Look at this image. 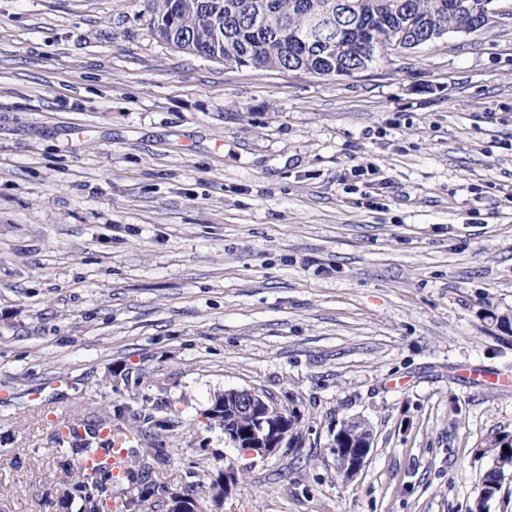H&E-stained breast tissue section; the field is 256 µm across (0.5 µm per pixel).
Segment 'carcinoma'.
Here are the masks:
<instances>
[{
  "instance_id": "carcinoma-1",
  "label": "carcinoma",
  "mask_w": 512,
  "mask_h": 512,
  "mask_svg": "<svg viewBox=\"0 0 512 512\" xmlns=\"http://www.w3.org/2000/svg\"><path fill=\"white\" fill-rule=\"evenodd\" d=\"M211 1L220 6L224 14V32L218 35V54L224 57V63L239 65L240 57H251V66L280 72L301 70L318 76L330 73H342L346 76L354 72L363 62L362 47L356 45L347 52H337L333 61L323 60L312 49L294 55L288 52V46L279 35L288 30L300 32L317 16L328 13L341 18L344 22L353 21L345 5L353 0H177V6L188 10L185 23L190 34L197 38L212 36L209 13L205 10L206 2ZM147 8L154 15L155 30L159 38L170 42L163 31V5L169 0H146ZM377 10H393L399 3L404 4L409 12L419 19L437 23L447 28L461 25V19L448 12V0H368ZM261 24L269 34L260 48L251 43L249 26ZM405 26L402 13L393 15L391 27H377L372 37L375 41V54L370 61L386 51L399 47L397 40ZM367 422L354 426L346 433L345 439L336 440L341 448L357 447L363 442L364 428ZM112 429V416L103 413L98 416L85 435L69 428L67 432L57 431L58 443H68V452L77 462L76 473L66 484L64 495L79 504V512H144L147 496L144 492L124 498L112 497V484L123 479L129 487L138 489L148 483V479L164 456L162 448H143L131 450L133 460L124 466V477L113 474L109 462V449L112 448V435L100 438V431ZM483 454L492 456V466L482 476L478 491L470 512H487L488 503L497 498L508 473L512 472V437L494 435L479 449Z\"/></svg>"
}]
</instances>
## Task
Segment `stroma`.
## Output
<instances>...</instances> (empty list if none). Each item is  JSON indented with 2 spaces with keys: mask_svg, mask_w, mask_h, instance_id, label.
<instances>
[{
  "mask_svg": "<svg viewBox=\"0 0 512 512\" xmlns=\"http://www.w3.org/2000/svg\"><path fill=\"white\" fill-rule=\"evenodd\" d=\"M488 311L512 316V16L322 77L178 52L143 0H0V512H78L54 425L107 410L153 417L148 512H469L512 435ZM232 388L300 444L226 443ZM350 418L374 449L347 481ZM239 478L233 463L224 467V472H219L216 478H212L209 488L211 498L215 504H219L225 494H229L233 487L237 486Z\"/></svg>",
  "mask_w": 512,
  "mask_h": 512,
  "instance_id": "stroma-1",
  "label": "stroma"
}]
</instances>
